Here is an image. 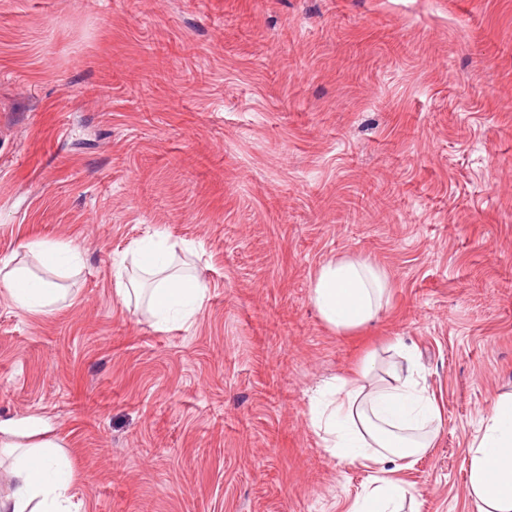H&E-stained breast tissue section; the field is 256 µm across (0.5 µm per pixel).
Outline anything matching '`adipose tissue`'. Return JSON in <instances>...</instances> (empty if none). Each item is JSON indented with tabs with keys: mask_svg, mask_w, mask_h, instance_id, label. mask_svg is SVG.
<instances>
[{
	"mask_svg": "<svg viewBox=\"0 0 512 512\" xmlns=\"http://www.w3.org/2000/svg\"><path fill=\"white\" fill-rule=\"evenodd\" d=\"M27 248L45 269L39 277L10 264L0 265L13 305L44 313L61 301L63 288L53 281L74 253L65 244L34 240ZM177 244L163 233L136 243L144 280L125 270L115 274L122 301L145 303L157 326L189 322L201 308L205 287L199 275L174 266ZM388 288L385 274L368 261L339 257L323 263L311 286V301L322 321L339 334L359 330L378 316ZM387 377L373 374L372 360L353 375L326 382L309 406V422L321 448L331 456L374 466L377 474L349 512H404L412 494L398 478L435 448L442 414L418 379L417 361L407 348ZM52 424L40 419L38 442L22 447L15 432L0 426V453L14 454L12 488L0 496V512H72L73 472ZM470 492L477 512H512V393L502 395L467 451Z\"/></svg>",
	"mask_w": 512,
	"mask_h": 512,
	"instance_id": "ef3b65f1",
	"label": "adipose tissue"
}]
</instances>
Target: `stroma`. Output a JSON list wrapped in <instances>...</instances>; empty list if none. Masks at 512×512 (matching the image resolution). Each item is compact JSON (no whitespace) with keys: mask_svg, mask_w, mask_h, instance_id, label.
Listing matches in <instances>:
<instances>
[{"mask_svg":"<svg viewBox=\"0 0 512 512\" xmlns=\"http://www.w3.org/2000/svg\"><path fill=\"white\" fill-rule=\"evenodd\" d=\"M158 232L207 288L165 330L113 278ZM35 239L80 261L47 313L0 287V424L50 417L74 512H346L375 471L309 399L394 341L444 418L402 478L474 512L512 392V0H0V259ZM343 256L389 282L350 336L310 301Z\"/></svg>","mask_w":512,"mask_h":512,"instance_id":"obj_1","label":"stroma"}]
</instances>
